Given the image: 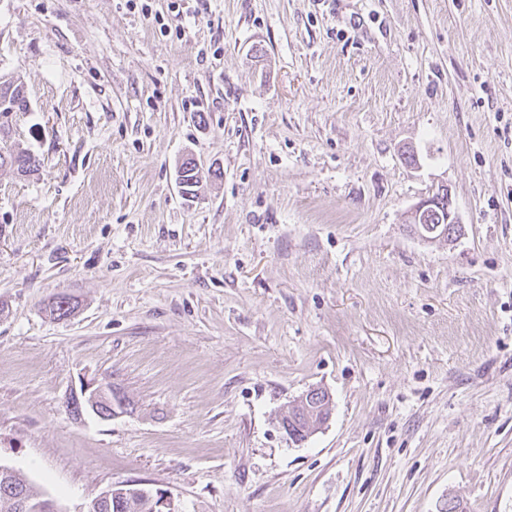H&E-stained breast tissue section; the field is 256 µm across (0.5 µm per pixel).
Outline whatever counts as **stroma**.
Instances as JSON below:
<instances>
[{
	"label": "stroma",
	"mask_w": 512,
	"mask_h": 512,
	"mask_svg": "<svg viewBox=\"0 0 512 512\" xmlns=\"http://www.w3.org/2000/svg\"><path fill=\"white\" fill-rule=\"evenodd\" d=\"M170 3L0 0L41 159L0 169V465L60 512H512V0ZM93 381L127 411L71 416ZM178 173V181L182 189V195L192 198L196 195V188L202 181L203 174H201L200 170L197 168L192 157H188L184 160ZM447 206H448V210H447ZM446 211H448V224H445V225L448 226V231L443 230L436 238V239H445V238H447V235L449 237V235L452 232L455 233V229L450 227L451 224H455L456 228L458 229L457 233H459V231H460V225H459L460 222H459V219L453 209L451 193L449 190H448V194L446 196L443 195V197H441V199H439V202L434 206V209L432 211L428 212L426 215L423 214V216L422 215L420 216L419 221H418L419 224H416L415 219H414V222H413V220H411L410 224H413L419 230L421 229L423 232H426V230H425L426 228L430 229L431 226L434 227L436 224H440L441 222L445 221V218L447 217ZM123 485L126 488H129L126 491H123V493H127L128 495L136 496L140 494L148 495V492L146 489H149L150 494H154V497H152V500L154 502L153 505V511L156 512H174L175 508L173 505L172 498L168 494L167 491L157 489L153 490L150 488H146V484L143 483H125L120 484ZM112 500V501H111ZM110 507H103L100 511L93 512H152L147 502L143 499L134 501L132 505L124 500L120 494L112 496V486L104 491L93 503L96 505L106 506L110 503Z\"/></svg>",
	"instance_id": "obj_1"
}]
</instances>
